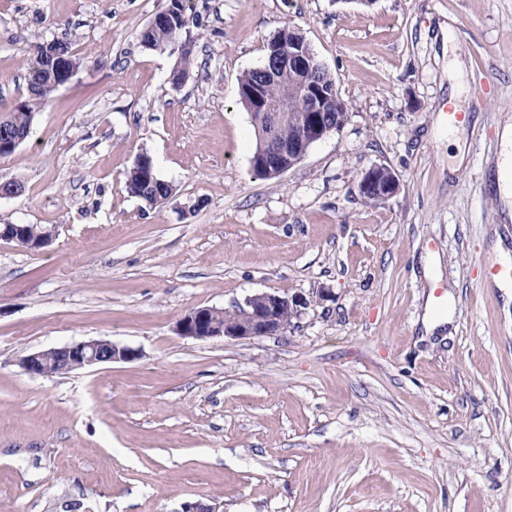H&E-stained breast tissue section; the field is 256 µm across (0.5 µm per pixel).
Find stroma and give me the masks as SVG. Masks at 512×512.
<instances>
[{
    "mask_svg": "<svg viewBox=\"0 0 512 512\" xmlns=\"http://www.w3.org/2000/svg\"><path fill=\"white\" fill-rule=\"evenodd\" d=\"M167 0H0V113L30 46L77 74L0 156V512H512V303L485 266L512 252L496 128L512 120V0H186L188 78L138 35ZM304 36L348 118L274 179L253 174L240 77ZM467 70L461 145L448 45ZM463 166L450 171L457 151ZM172 184L147 206L139 156ZM400 189L367 201L375 166ZM326 300H319L320 291ZM300 293L287 332L177 335L197 306ZM451 324L425 335L426 305ZM107 339L142 351L62 375L21 355ZM166 184L170 189V193L166 195L164 198H161L159 202L163 203L168 200L172 194L173 189L172 186L166 181L163 183ZM162 183L156 184V186L151 187L150 175L148 173V166H138L130 168L127 175V187L131 194L140 198L144 202H146L149 206H152L158 201L157 193L160 190V186H163ZM158 190V191H157ZM23 227L24 225L22 224H3L2 228H0V238L15 242L19 246L28 248L30 250L40 249L48 245L53 239L54 231L51 229H47V231L50 234L49 237L38 241H30L27 239L26 234L30 238H40L41 235L44 233L43 227L37 224H27L26 234L22 231Z\"/></svg>",
    "mask_w": 512,
    "mask_h": 512,
    "instance_id": "obj_1",
    "label": "stroma"
}]
</instances>
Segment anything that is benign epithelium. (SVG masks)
<instances>
[{"mask_svg":"<svg viewBox=\"0 0 512 512\" xmlns=\"http://www.w3.org/2000/svg\"><path fill=\"white\" fill-rule=\"evenodd\" d=\"M269 60L256 68L258 78L253 87L246 89L244 96L251 112H261L264 128L258 130L259 145L253 162L281 175L289 167V159L302 160L309 147L328 134L339 130V123L331 114L336 104L335 87L330 85L331 73L310 55L300 51L297 41L288 45L272 38L267 43ZM286 66L295 73L294 100L271 101L262 92L264 82L275 73V69ZM300 101L304 113L299 138L284 141L277 136L281 123L288 113L295 111V101ZM400 183L396 175L387 168L376 167L367 171L360 181V191L386 199L398 192ZM54 231L42 240H28L21 224L0 226V238L12 241L30 250L40 249L52 241ZM310 305L305 297L294 294L266 291L250 295L242 303L217 308L200 306L190 310L176 325L179 336L193 340L243 341L285 333L287 327L282 313L292 310L299 318ZM57 358L69 368L94 367L112 362H134L142 357L138 349L119 346L107 339L80 341L61 347H53L30 353L19 359L20 367L33 375L45 374L44 364L49 358Z\"/></svg>","mask_w":512,"mask_h":512,"instance_id":"obj_1","label":"benign epithelium"}]
</instances>
